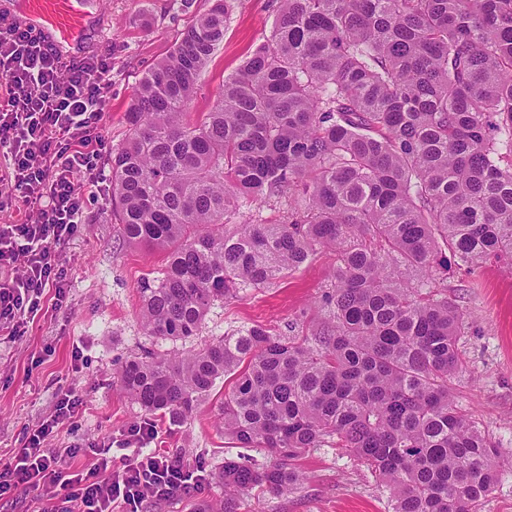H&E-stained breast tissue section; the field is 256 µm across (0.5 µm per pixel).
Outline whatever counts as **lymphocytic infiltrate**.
I'll return each mask as SVG.
<instances>
[{
	"instance_id": "lymphocytic-infiltrate-1",
	"label": "lymphocytic infiltrate",
	"mask_w": 512,
	"mask_h": 512,
	"mask_svg": "<svg viewBox=\"0 0 512 512\" xmlns=\"http://www.w3.org/2000/svg\"><path fill=\"white\" fill-rule=\"evenodd\" d=\"M110 70L103 60L63 63L26 29L0 36V77L10 91V107L0 113V146L10 160L0 199H20L27 209L24 223L0 225V267L16 272L0 281V325L13 335H23L41 311L45 288L54 289L56 301L67 296L62 249L85 207L74 182H102L99 118ZM52 433V425H41L10 462L0 463V496L57 488L64 493L61 512H112L120 502L136 508L149 498L191 494L207 481L202 467L148 450L156 436L148 422L127 429V454L87 471L47 455Z\"/></svg>"
}]
</instances>
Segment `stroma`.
<instances>
[{
	"label": "stroma",
	"instance_id": "35a3bbf8",
	"mask_svg": "<svg viewBox=\"0 0 512 512\" xmlns=\"http://www.w3.org/2000/svg\"><path fill=\"white\" fill-rule=\"evenodd\" d=\"M209 6V0H190L186 6L181 0H88L83 54L112 65L99 122L106 143L102 159L128 137L125 113L139 80L170 54L180 31ZM278 6L279 0H232L224 42L201 75L192 111H207L225 77L270 38ZM74 188L87 202L77 233L63 250L66 302L55 306L53 289H46L43 310L24 335L0 331V458L10 459L23 447L27 430L51 420L59 392L73 384L82 408L56 427L48 455L60 458L81 448L80 463L89 468L97 462L95 448H120L124 428L153 422L158 432L153 447L201 463L209 480L202 492L148 500L140 512H208L224 499L215 473L225 458L238 454L224 437L219 415L224 387L216 385L186 424L148 413L123 393L121 360L145 350L182 348L147 335L141 321L137 283L159 271L164 257L123 242L107 189L93 192L80 180ZM335 261L333 253L320 251L274 287L246 288L231 302L215 303L192 347L244 326L308 329L322 316L321 296ZM448 295L466 316L455 401L480 423L501 460L500 479L482 512H512V258H492L475 268L449 267ZM298 467L304 480L294 490H250L240 495L238 512H390L388 487L345 449H312Z\"/></svg>",
	"mask_w": 512,
	"mask_h": 512
}]
</instances>
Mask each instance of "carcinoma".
I'll use <instances>...</instances> for the list:
<instances>
[{"mask_svg":"<svg viewBox=\"0 0 512 512\" xmlns=\"http://www.w3.org/2000/svg\"><path fill=\"white\" fill-rule=\"evenodd\" d=\"M231 0L140 79L109 158L112 215L163 269L138 286L148 335L186 341L217 302L336 254L325 317L302 336L260 325L122 365L141 408L186 422L217 381L237 448L222 512L293 489L297 462L348 449L392 512H480L496 447L454 400L464 314L448 260L512 256V0H280L271 37L191 116ZM288 198L284 224H230Z\"/></svg>","mask_w":512,"mask_h":512,"instance_id":"1","label":"carcinoma"}]
</instances>
